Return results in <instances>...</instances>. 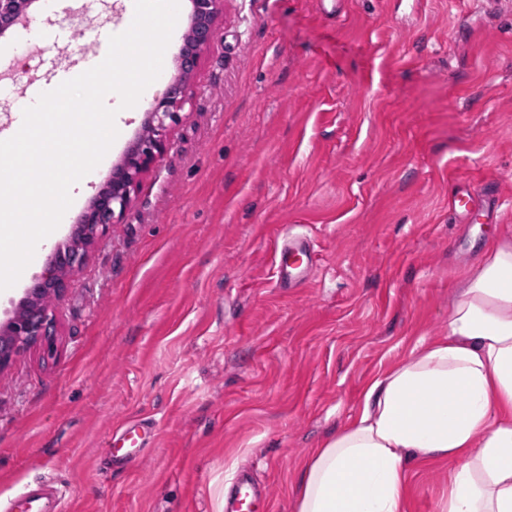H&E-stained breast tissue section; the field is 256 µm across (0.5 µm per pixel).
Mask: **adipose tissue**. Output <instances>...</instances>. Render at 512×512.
I'll return each instance as SVG.
<instances>
[{"label": "adipose tissue", "instance_id": "1", "mask_svg": "<svg viewBox=\"0 0 512 512\" xmlns=\"http://www.w3.org/2000/svg\"><path fill=\"white\" fill-rule=\"evenodd\" d=\"M448 460L443 512H512V243L491 244L447 336L375 378L304 467L295 512H405L407 468Z\"/></svg>", "mask_w": 512, "mask_h": 512}]
</instances>
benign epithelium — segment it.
<instances>
[{"label":"benign epithelium","instance_id":"1","mask_svg":"<svg viewBox=\"0 0 512 512\" xmlns=\"http://www.w3.org/2000/svg\"><path fill=\"white\" fill-rule=\"evenodd\" d=\"M35 3L36 0H0V36L28 16ZM190 4L189 34L176 57L178 75L169 80L163 97L147 108L140 133L112 166L66 240L49 248L45 273L34 279L12 315L0 324L1 372L27 349L42 343L52 345L55 333L49 302L62 299L70 273L85 262L87 248L108 225L122 217L139 177L167 152L168 132L181 122L184 106L192 98L190 77L201 53L214 39L222 0H190Z\"/></svg>","mask_w":512,"mask_h":512}]
</instances>
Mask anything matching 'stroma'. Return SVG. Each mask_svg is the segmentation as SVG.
Instances as JSON below:
<instances>
[{"label":"stroma","mask_w":512,"mask_h":512,"mask_svg":"<svg viewBox=\"0 0 512 512\" xmlns=\"http://www.w3.org/2000/svg\"><path fill=\"white\" fill-rule=\"evenodd\" d=\"M61 0L50 39L0 36V130L29 83L76 75L134 0ZM118 136L54 232L64 241L141 128ZM118 223L52 303L53 351L0 372V512L53 479L64 512H224L250 471L294 512L313 448L420 338L447 335L457 289L512 242V0H224L185 117ZM497 198L488 224L448 209ZM317 263L279 285L276 251ZM128 419L143 460L105 448ZM448 461L415 465L406 512H442ZM448 209L457 212L465 219L473 222H481L484 215L473 206V197L469 192L456 193L450 197ZM152 427L144 423H129L122 426L118 433L122 437V445L118 447L115 437L112 436V444L106 448V454L112 460V465L122 467L135 459L147 445V439Z\"/></svg>","instance_id":"1"}]
</instances>
